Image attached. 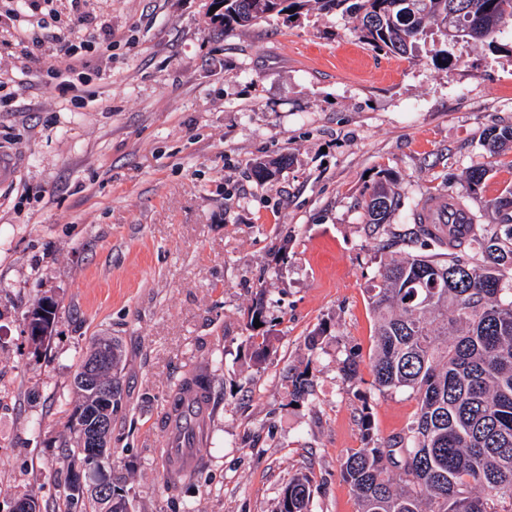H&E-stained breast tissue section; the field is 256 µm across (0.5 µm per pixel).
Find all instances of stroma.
<instances>
[{
  "mask_svg": "<svg viewBox=\"0 0 512 512\" xmlns=\"http://www.w3.org/2000/svg\"><path fill=\"white\" fill-rule=\"evenodd\" d=\"M208 3L0 0V151L18 161L0 184V512L22 497L62 505L73 375L101 336L122 350L112 475L133 512H276L301 471L312 512H357L342 462L417 409L370 372L367 290L406 250L382 248L363 202L391 175L399 229L417 202L467 193L468 171L487 166L472 207L491 224L486 202L512 185V151L483 146L512 125V35L496 50L431 35L406 59L315 4L222 33ZM282 157L256 179L255 163ZM44 296L58 318L35 346L25 317ZM256 301L274 344L258 364L245 357ZM201 368L215 394L206 467L173 500L152 417ZM302 370L314 394L293 406L288 375Z\"/></svg>",
  "mask_w": 512,
  "mask_h": 512,
  "instance_id": "obj_1",
  "label": "stroma"
}]
</instances>
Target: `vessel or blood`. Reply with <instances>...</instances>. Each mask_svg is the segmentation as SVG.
Listing matches in <instances>:
<instances>
[{
    "label": "vessel or blood",
    "instance_id": "obj_1",
    "mask_svg": "<svg viewBox=\"0 0 512 512\" xmlns=\"http://www.w3.org/2000/svg\"><path fill=\"white\" fill-rule=\"evenodd\" d=\"M468 217V212L462 211L460 206L449 205L444 197L437 199L428 213L429 220L437 224H458ZM210 413V399L192 392L183 394L181 401L169 399L163 403L155 416V425L157 432L166 437L172 457L197 465L196 449L200 444L201 429L208 424Z\"/></svg>",
    "mask_w": 512,
    "mask_h": 512
}]
</instances>
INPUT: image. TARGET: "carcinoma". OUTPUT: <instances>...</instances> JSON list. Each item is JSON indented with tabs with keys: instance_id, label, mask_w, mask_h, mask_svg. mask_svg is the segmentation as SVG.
<instances>
[{
	"instance_id": "cac0c4a2",
	"label": "carcinoma",
	"mask_w": 512,
	"mask_h": 512,
	"mask_svg": "<svg viewBox=\"0 0 512 512\" xmlns=\"http://www.w3.org/2000/svg\"><path fill=\"white\" fill-rule=\"evenodd\" d=\"M315 1L328 13L354 14L358 38L375 49L412 58L435 29L446 40L466 38L500 49L497 37L512 31V0H212L213 19L224 30L245 27L272 15L300 16ZM512 146V126L490 130L489 157ZM490 173L470 170V195ZM398 206L389 180L378 181L364 203L367 223H389ZM498 223L477 213L466 224H425L419 211L409 228L392 233L409 252L382 263L379 280L367 289L376 315L371 360L381 390L408 391L417 412L404 435L387 444L361 448L341 466L357 499V512H507L512 499V187L491 202ZM250 358L265 359L271 336H249ZM93 340L74 377L78 395L67 425L74 448L63 458L58 486L64 512H107L106 498H76L68 491L70 472L86 431L96 423L95 393L79 382L94 365L99 385L112 389L108 415L117 411L121 363L118 343L105 342L110 356L98 359ZM340 371L358 378L359 362L348 354ZM313 395L302 371L288 377V396L304 402ZM167 489L192 474L165 459ZM312 478L295 475L277 512H310Z\"/></svg>"
}]
</instances>
